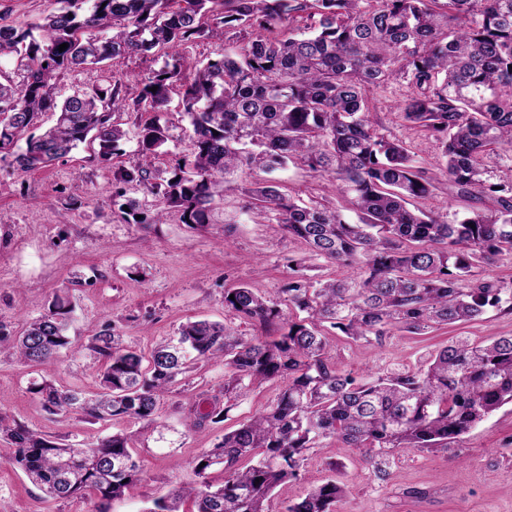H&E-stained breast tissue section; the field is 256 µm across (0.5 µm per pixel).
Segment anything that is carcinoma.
<instances>
[{"mask_svg": "<svg viewBox=\"0 0 512 512\" xmlns=\"http://www.w3.org/2000/svg\"><path fill=\"white\" fill-rule=\"evenodd\" d=\"M59 10L26 27L0 18V59L17 60L20 79L0 69V161L30 171L97 144L108 161L134 135L142 162L113 174L126 214L158 224L172 211L200 229L224 183L297 160L336 181L340 206L307 205L270 182L249 190L247 209L301 240L309 258L348 268L343 279L313 281L306 259L288 258L291 274L274 301L242 286L224 292V310L277 334L245 339L218 322L187 321L144 353L111 325L86 349L102 363L91 396L62 390L46 375L30 392L52 414L92 423L154 421L164 395L201 365L224 362V404L207 412L180 406L187 429L222 422L250 386L279 378L283 386L264 410L224 433L193 461L197 481L148 500L144 512H269L280 485L298 480L308 450L334 438L366 448L378 469L398 452L435 451L512 404V336L474 343L453 340L425 365L356 377L337 367L327 329L355 342L381 343L393 329H427L512 314V280L479 281L474 269L512 254V177L492 182L484 158L506 159L512 173V0H58ZM307 14L306 30H279ZM222 27L239 49L184 76L179 48ZM68 48L59 51V46ZM159 51L170 60L127 96L126 75L62 96V75L87 66L113 67L132 54ZM403 78L410 92L398 104L403 120L442 144L441 176L483 208L462 216L426 213L411 200L432 191L435 178L405 144L377 133L368 96ZM157 91H150L151 87ZM179 92L192 151L157 181L155 160L167 153L169 126L160 114ZM136 113L133 131L112 121ZM55 124L33 132L39 115ZM136 186L152 198L125 197ZM352 210L358 222H350ZM304 313L283 317L282 306ZM74 311L66 295L0 344L34 365L72 349ZM9 447L0 458L55 499L94 494L102 502L132 496L141 469L132 435L119 430L90 445L65 444L25 425H0ZM219 465L215 487L209 470ZM345 484L329 480L284 503L281 512H337Z\"/></svg>", "mask_w": 512, "mask_h": 512, "instance_id": "1", "label": "carcinoma"}]
</instances>
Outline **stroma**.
<instances>
[{
  "label": "stroma",
  "instance_id": "stroma-1",
  "mask_svg": "<svg viewBox=\"0 0 512 512\" xmlns=\"http://www.w3.org/2000/svg\"><path fill=\"white\" fill-rule=\"evenodd\" d=\"M409 91L398 80L375 90L369 108L378 130L403 141L437 180L431 194L415 200L425 211L462 212L477 207L439 178L443 162L437 143L403 121L397 104ZM136 139L121 144L102 162L93 147L81 145L51 166L22 172L0 161V327L18 333L26 320L48 312L55 296L68 293L75 307L69 334L80 353L61 352L51 373L58 387L95 391L100 364L84 346L106 324L118 326L129 344L147 350L189 320L207 319L234 327L240 336L260 335L259 327L224 310V292L248 285L276 296L288 279V257L304 245L279 225L255 222L243 208L248 189L266 180L251 172L224 190L211 224L196 230L169 214L162 224L123 220L113 193V172L138 163ZM282 191L307 204L337 202L333 184L298 163L275 171ZM512 335V314L491 315L424 334L396 330L381 348L366 351L339 331H331L336 362L356 375L421 365L455 336L482 341ZM39 370L0 347V422L22 423L63 443L92 442L106 430L77 415H53L29 391ZM281 380L256 385L224 422L199 432L183 424L180 403L221 394L224 365L198 368L175 387L157 414L156 425L121 422L135 435L142 469L141 494L100 504L92 496L51 499L18 468L0 462V512H141L143 500L194 480L192 462L214 447L224 432L262 411ZM337 479L349 492L339 512H512V404L480 422L448 449L396 455L386 474L375 472L363 448H341L322 440L311 449L305 479L277 488L269 507L303 495L307 485Z\"/></svg>",
  "mask_w": 512,
  "mask_h": 512
}]
</instances>
